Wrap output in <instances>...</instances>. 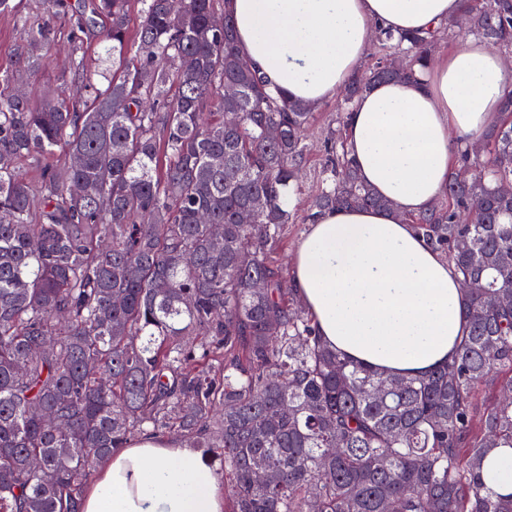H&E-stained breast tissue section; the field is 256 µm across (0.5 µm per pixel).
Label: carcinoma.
I'll use <instances>...</instances> for the list:
<instances>
[{"label": "carcinoma", "instance_id": "1", "mask_svg": "<svg viewBox=\"0 0 512 512\" xmlns=\"http://www.w3.org/2000/svg\"><path fill=\"white\" fill-rule=\"evenodd\" d=\"M128 3L44 0L71 11L76 93L35 105L9 88L45 68L53 31L0 0L28 29L0 62V512H80L94 468L144 435L219 450L229 512H512L482 479L512 448V399L475 423L479 386L512 387V307L497 305L512 296V90L457 144L443 195L406 217L469 284L466 333L448 365L393 376L327 346L275 260L314 107L271 88L214 0H139L127 57ZM456 23L512 51V0H461ZM445 30L375 26L305 223L391 210L348 157L347 112L427 68ZM473 206L483 222H460Z\"/></svg>", "mask_w": 512, "mask_h": 512}]
</instances>
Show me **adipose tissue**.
I'll return each instance as SVG.
<instances>
[{"label":"adipose tissue","mask_w":512,"mask_h":512,"mask_svg":"<svg viewBox=\"0 0 512 512\" xmlns=\"http://www.w3.org/2000/svg\"><path fill=\"white\" fill-rule=\"evenodd\" d=\"M241 53L298 100L319 105L360 67L372 24L392 33L456 18L460 0H226ZM512 75L470 40L420 80L380 83L356 101L347 149L360 177L390 200L323 213L296 245L292 286L330 347L391 374L421 375L452 360L465 325L464 290L406 216L444 191L453 141L499 120ZM204 454L144 437L101 464L81 512H224Z\"/></svg>","instance_id":"1"}]
</instances>
